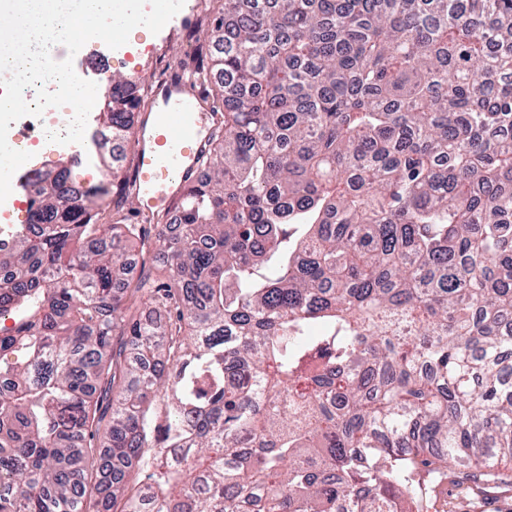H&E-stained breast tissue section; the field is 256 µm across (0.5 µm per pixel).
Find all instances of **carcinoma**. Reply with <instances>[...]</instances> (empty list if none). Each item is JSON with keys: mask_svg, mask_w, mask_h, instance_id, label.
Segmentation results:
<instances>
[{"mask_svg": "<svg viewBox=\"0 0 512 512\" xmlns=\"http://www.w3.org/2000/svg\"><path fill=\"white\" fill-rule=\"evenodd\" d=\"M208 35L220 123L180 233L153 218L169 282L128 278L144 229L94 213L133 196L144 99L115 74L112 185L62 168L0 250V512L512 485V0H224Z\"/></svg>", "mask_w": 512, "mask_h": 512, "instance_id": "cac0c4a2", "label": "carcinoma"}]
</instances>
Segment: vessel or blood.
Wrapping results in <instances>:
<instances>
[{
  "label": "vessel or blood",
  "mask_w": 512,
  "mask_h": 512,
  "mask_svg": "<svg viewBox=\"0 0 512 512\" xmlns=\"http://www.w3.org/2000/svg\"><path fill=\"white\" fill-rule=\"evenodd\" d=\"M155 112L135 146L141 208H169L199 176L198 158L210 127L204 92L191 76L155 87Z\"/></svg>",
  "instance_id": "vessel-or-blood-1"
}]
</instances>
